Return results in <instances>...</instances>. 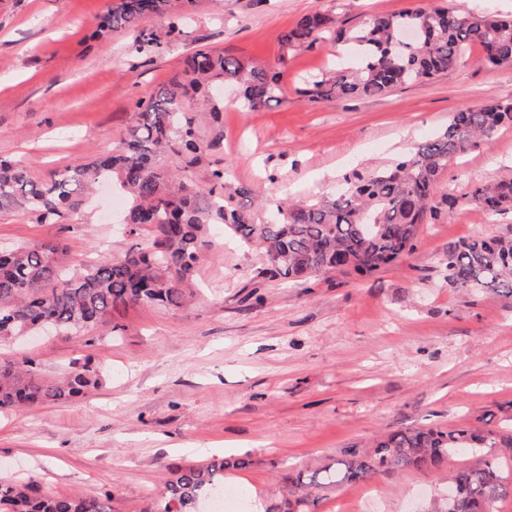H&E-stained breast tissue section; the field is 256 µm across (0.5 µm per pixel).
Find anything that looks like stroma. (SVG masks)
Wrapping results in <instances>:
<instances>
[{
	"label": "stroma",
	"instance_id": "1",
	"mask_svg": "<svg viewBox=\"0 0 512 512\" xmlns=\"http://www.w3.org/2000/svg\"><path fill=\"white\" fill-rule=\"evenodd\" d=\"M111 0H0V158L45 178L112 152L135 103L209 49L280 68L278 103L244 111L235 89L199 128L212 145L192 182L207 192L216 161L260 199H312L345 174L390 165L446 128L451 112L512 98V68L469 57L447 76L380 97L320 104L299 95L339 49L324 41L283 54L278 33L303 15L330 11L348 24L425 0H203L188 36L145 58L124 31H100ZM512 178V128L449 162L414 251L362 277L305 284L262 275L259 251L221 225L194 272V296L178 309L131 305L81 336L0 346V360L34 358L49 376L90 363L99 383L84 397L0 413V480L55 496L110 494L112 512H158L178 469L222 458V512H270L287 470L333 463L345 448L408 427L456 428L512 419V298L448 287L450 244L512 235V213L492 217L474 191ZM461 206L449 208V197ZM126 202L87 196L60 224L0 211V244L54 242L65 261L93 264L148 246L114 224ZM247 456L252 464L234 468ZM383 473L370 484L323 493L315 512H427L449 470Z\"/></svg>",
	"mask_w": 512,
	"mask_h": 512
}]
</instances>
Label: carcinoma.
Masks as SVG:
<instances>
[{"instance_id": "1", "label": "carcinoma", "mask_w": 512, "mask_h": 512, "mask_svg": "<svg viewBox=\"0 0 512 512\" xmlns=\"http://www.w3.org/2000/svg\"><path fill=\"white\" fill-rule=\"evenodd\" d=\"M154 19L167 20L170 39L187 36L172 0H115L99 27L129 33L134 51L150 56L161 46V36L149 25ZM410 27L423 29L424 36L402 41V31ZM326 39L343 46L344 59L300 89L309 102L379 96L449 75L475 46L482 50V63L512 66V19L486 10L415 6L350 26L331 13L314 12L278 35L286 52L311 49ZM221 84L239 91L246 111L270 105L281 91L280 72L264 63L197 50L168 84L137 103L135 123L112 154L79 161L43 180L32 179L18 163L0 161V210L20 208L38 224H54L77 212L96 183L109 181L128 200L129 233L152 228L147 248L80 273L64 266L63 252L51 243L1 248L0 341L40 330L47 320L68 336L129 305L182 307L213 224L262 249L264 273L271 279L299 283L338 271L378 273L413 252L420 228L434 215L439 177L448 162L492 143L503 127L512 126V99L460 109L441 133L417 144L394 167L368 176L354 172L324 199L276 201L257 222L241 203L251 190L232 181L224 167L211 170L207 192L192 184V168L213 147L199 137L198 128L205 115L219 111L210 104V91ZM168 155L178 158L172 168L159 164V157ZM471 201L489 215L512 211V179L477 189ZM446 270L452 289L472 294L491 289L512 297V236L477 234L459 241L448 248ZM95 385L88 363L53 380L28 358L3 360L0 410L69 400ZM483 448L512 451V426L396 430L368 448L346 449L332 466L282 475L288 493L284 512H313L316 493L332 487L388 471L439 469L450 453ZM224 469V460L217 459L178 471L161 493V512H198L201 501L224 487ZM448 479L467 499L485 504V512H494V504L512 494V456L458 469ZM0 512H112V500L39 494L26 485L0 482Z\"/></svg>"}]
</instances>
